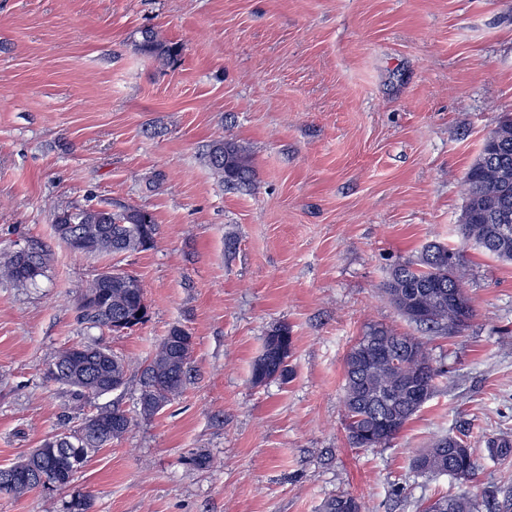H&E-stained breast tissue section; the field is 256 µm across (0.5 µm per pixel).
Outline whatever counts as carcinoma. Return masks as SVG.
Instances as JSON below:
<instances>
[{
    "label": "carcinoma",
    "instance_id": "cac0c4a2",
    "mask_svg": "<svg viewBox=\"0 0 512 512\" xmlns=\"http://www.w3.org/2000/svg\"><path fill=\"white\" fill-rule=\"evenodd\" d=\"M141 50L149 56L170 60L178 55L179 46L158 37L153 31L142 33ZM500 147L512 157V114L504 116L498 125ZM211 168L228 186H246L256 176L249 157L232 140L215 142L208 154ZM507 183L509 199L495 209H489L483 198L485 187ZM466 222L458 225L464 244H474L483 253L501 262H512V177L502 180L500 165L492 161L488 143L483 146L468 169L464 181ZM55 231L69 229L76 243L70 244L61 235L59 240L73 251L90 254H119L150 247L153 237L143 238L141 228L149 225L154 230L151 216L133 206H121L116 211H102L93 207L56 212ZM48 264L47 253L39 247H30L0 259V278L16 285H24L44 274ZM384 292L396 309L410 322L427 330H446L460 333L468 326L473 312L462 311L450 297L466 292L465 272L456 261V252L447 245L431 243L424 247L416 263L393 267ZM80 319L91 327L112 329L113 319H125L122 329L128 330L145 322L147 305L144 291L137 278L128 288L109 284L107 273L98 274L86 287L79 306ZM174 327L160 343L163 353H156L142 367L140 374V406L151 416L178 397L191 378L190 356L178 354L169 337L180 335ZM273 335L282 337V353L274 371H262L263 357H258L252 368L254 383L288 377V356L291 336L288 325L273 329ZM370 340L386 346V355L371 361L366 367H356V344ZM88 354L82 376L76 377L64 365L67 350H60L51 363L57 372H48L49 380L67 387L74 399L80 401L92 395L114 391L112 378L119 385L127 381V365L105 345L84 346ZM172 360L182 368V378L171 385L165 370V360ZM445 370L436 363L427 343L418 336L400 334L384 325L374 324L356 338L345 356L344 412L348 441L354 448H380L389 445L404 430L407 423L421 409L413 402V388L423 389L428 396L436 392L438 380ZM132 424L127 413L110 408L85 418L71 433L46 440L42 455L31 453L23 459L29 472L38 471L44 481L31 485L0 484V492L22 496L49 486H70L84 467L91 450L105 448L128 432ZM422 474H451L461 480L474 478L478 470L466 439L445 436L420 452L414 459ZM363 505L348 493L338 494L327 501L325 512H362ZM419 512H476L474 499L465 494H443L419 505Z\"/></svg>",
    "mask_w": 512,
    "mask_h": 512
}]
</instances>
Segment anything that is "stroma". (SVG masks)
Returning <instances> with one entry per match:
<instances>
[{"label":"stroma","mask_w":512,"mask_h":512,"mask_svg":"<svg viewBox=\"0 0 512 512\" xmlns=\"http://www.w3.org/2000/svg\"><path fill=\"white\" fill-rule=\"evenodd\" d=\"M155 30L180 44L139 49ZM512 114V0H0V253L40 245L43 276L0 280V467L102 407L132 419L71 490L0 493V512H417L439 493L493 512L512 488V263L458 234L462 182ZM231 138L256 172L232 188L209 167ZM148 212L151 248L83 255L55 209ZM455 249L474 308L460 334H423L383 291L423 248ZM116 267L148 318L112 334L77 319L86 285ZM291 334L288 381L254 383L267 334ZM426 335L445 374L384 448L350 447L344 358L367 325ZM194 340L192 378L158 413L139 377L172 327ZM106 344L117 391L75 401L47 379L57 352ZM469 432L476 480L419 474L414 457ZM207 457L198 465V457ZM139 46L147 55L166 61L177 56L180 51L179 46L159 38L152 30L142 33V41Z\"/></svg>","instance_id":"1"}]
</instances>
